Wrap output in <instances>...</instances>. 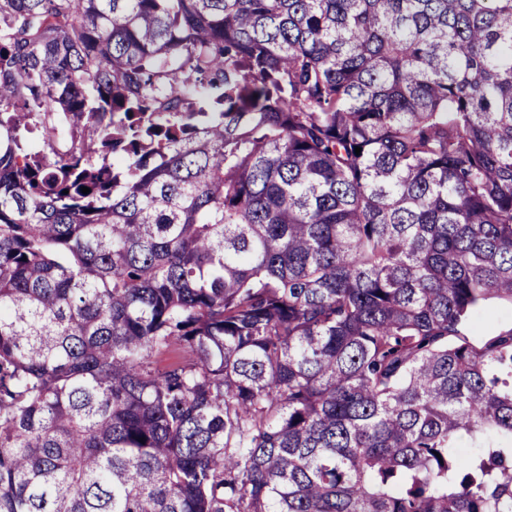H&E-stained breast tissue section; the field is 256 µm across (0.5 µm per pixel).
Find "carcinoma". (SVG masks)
Here are the masks:
<instances>
[{
	"instance_id": "cac0c4a2",
	"label": "carcinoma",
	"mask_w": 512,
	"mask_h": 512,
	"mask_svg": "<svg viewBox=\"0 0 512 512\" xmlns=\"http://www.w3.org/2000/svg\"><path fill=\"white\" fill-rule=\"evenodd\" d=\"M495 303L512 0H0V512H512Z\"/></svg>"
}]
</instances>
